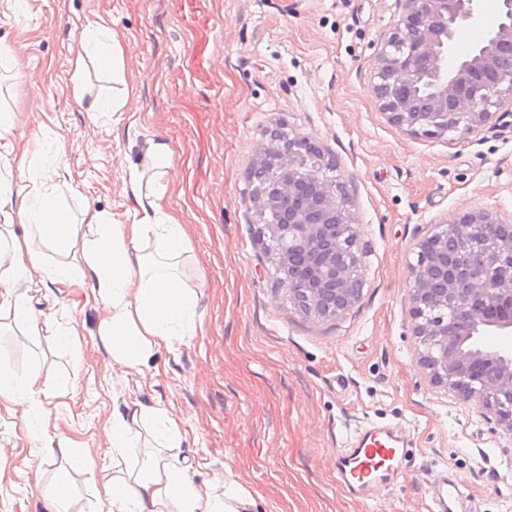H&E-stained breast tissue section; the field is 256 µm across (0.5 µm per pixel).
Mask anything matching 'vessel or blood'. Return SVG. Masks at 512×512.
Segmentation results:
<instances>
[{"label":"vessel or blood","mask_w":512,"mask_h":512,"mask_svg":"<svg viewBox=\"0 0 512 512\" xmlns=\"http://www.w3.org/2000/svg\"><path fill=\"white\" fill-rule=\"evenodd\" d=\"M405 456L401 433L387 426L370 425L341 450L336 481L350 495L369 496L377 486L396 478Z\"/></svg>","instance_id":"b4317fda"}]
</instances>
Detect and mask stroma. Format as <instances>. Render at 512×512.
Wrapping results in <instances>:
<instances>
[{"mask_svg":"<svg viewBox=\"0 0 512 512\" xmlns=\"http://www.w3.org/2000/svg\"><path fill=\"white\" fill-rule=\"evenodd\" d=\"M400 0H0V109L18 151L45 160L63 140L73 213L128 224L123 191L145 143L174 153L165 198L189 250L202 327L153 369L121 375L96 346L102 312L83 293L36 292L53 321L0 334V369L67 377L41 412L0 403V512H49L61 472L71 512H96L112 474L103 427L133 404L165 405L197 463L198 485L225 470L256 492L252 512H434L432 475L459 483L449 512H512V440L496 418L430 383L416 364L407 263L446 217L477 208L512 217V114L460 138L418 139L391 125L371 92L372 63ZM103 21L123 46L128 102L105 111L112 75L74 74L80 35ZM310 137L346 181L367 251L359 301L335 320L307 316L277 288L256 241L248 174L265 130ZM77 329L74 345L59 332ZM387 424L408 442L402 476L356 500L337 486L336 453ZM69 438L94 474L43 462L41 430ZM43 494L54 512H69L75 497V487L68 476H60Z\"/></svg>","mask_w":512,"mask_h":512,"instance_id":"1","label":"stroma"}]
</instances>
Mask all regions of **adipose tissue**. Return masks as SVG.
I'll use <instances>...</instances> for the list:
<instances>
[{
	"instance_id": "adipose-tissue-1",
	"label": "adipose tissue",
	"mask_w": 512,
	"mask_h": 512,
	"mask_svg": "<svg viewBox=\"0 0 512 512\" xmlns=\"http://www.w3.org/2000/svg\"><path fill=\"white\" fill-rule=\"evenodd\" d=\"M82 39L91 45L99 67L121 75L120 41L105 23L84 30ZM12 127L10 113H1L0 223L10 226L11 233L0 240V251L9 255L8 265L0 269V317L11 318L22 333L51 329L18 284L34 279L48 290L81 289L87 301L104 310L94 336L113 369L124 374L150 369L162 350L195 335L201 298L177 272L187 251L185 234L163 204L172 149L148 141L145 167L131 171L124 186L136 204L135 220L121 224L99 211L79 217L69 213L64 206L67 182L17 151ZM16 176L23 181L18 188L12 182ZM71 252L75 261L51 259ZM66 385L61 377L18 379L0 372V398L26 413L38 409L42 396ZM104 432L112 448V477L102 486L107 512H249L255 504L253 493L230 472L223 483L197 486L194 464L178 453L186 435L163 405H140L131 414L114 415ZM139 448L146 454L138 460Z\"/></svg>"
}]
</instances>
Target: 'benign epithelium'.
<instances>
[{
    "label": "benign epithelium",
    "instance_id": "1",
    "mask_svg": "<svg viewBox=\"0 0 512 512\" xmlns=\"http://www.w3.org/2000/svg\"><path fill=\"white\" fill-rule=\"evenodd\" d=\"M479 2L403 0L373 63L372 92L391 124L437 138L512 112V0H500L497 25L474 46L456 48L457 29L478 24ZM310 143L264 134L256 164L270 190L253 203L283 219L262 231L279 242L278 288L302 312L331 320L358 302L365 252L347 186L299 163L297 148ZM408 278L420 368L436 386L493 413L512 436V348L482 341L490 332L512 334V223L486 208L443 221L417 244Z\"/></svg>",
    "mask_w": 512,
    "mask_h": 512
}]
</instances>
